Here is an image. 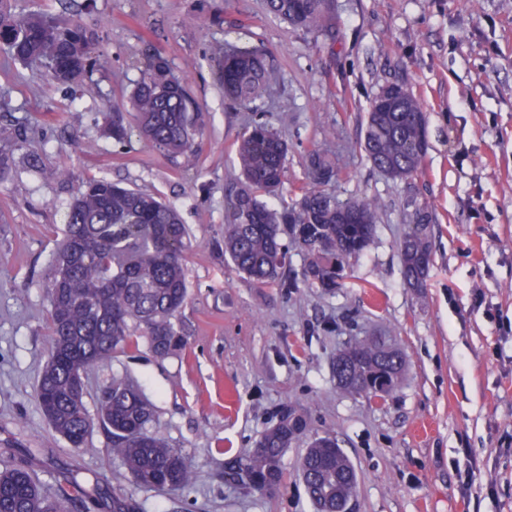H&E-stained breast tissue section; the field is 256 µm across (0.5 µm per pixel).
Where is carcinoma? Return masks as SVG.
<instances>
[{
    "instance_id": "cac0c4a2",
    "label": "carcinoma",
    "mask_w": 512,
    "mask_h": 512,
    "mask_svg": "<svg viewBox=\"0 0 512 512\" xmlns=\"http://www.w3.org/2000/svg\"><path fill=\"white\" fill-rule=\"evenodd\" d=\"M334 0H266V9L296 27L331 32ZM97 34L86 23L59 19L42 11L14 14L0 0V44L24 64H39L58 84H70L88 70L106 64L94 52ZM218 78L224 98L248 107L260 99L271 78L265 53L254 49L216 47ZM140 78L129 102L139 135L157 148L196 164L195 113L198 105L176 78L159 51L140 61ZM112 138L130 139L123 111L112 108ZM425 114L403 86L383 87L365 127L360 149L394 179L416 174L426 154ZM287 141L268 123L249 124L238 143L239 173L225 187L224 255L256 284L277 279L285 252L281 225L309 256L304 280L331 289L336 263L369 248L378 213L370 199L340 202L329 190L342 161L328 150L307 155L306 181L293 202L282 196ZM429 211L416 213L415 223L400 242L405 284L420 288L432 261ZM188 235L178 213L160 198L108 180L87 181L69 207L63 238L47 283L51 335L48 359L39 376L35 398L49 426L81 455L93 419L87 412L84 377L92 366L106 365L128 345L133 329L141 330L150 350L167 356L183 348L185 337L175 318L187 297L183 251ZM403 354L385 350L370 339L355 338L336 354L338 387L352 395L388 396L401 381ZM295 411L283 407L279 422L256 447L230 455L224 483L269 495L280 490L285 450L300 433ZM151 404L132 384L112 382L100 400L99 420L112 436V458L120 461L133 482L146 492L182 490L195 472L176 448L152 434ZM43 449L28 450L0 471V512H66L61 501L44 493L32 479L33 461ZM306 492L317 512H336L338 497L352 496L356 471L330 436L315 439L301 462ZM84 512H139L140 505L122 492L95 482L73 498Z\"/></svg>"
}]
</instances>
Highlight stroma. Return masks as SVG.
<instances>
[{"instance_id":"35a3bbf8","label":"stroma","mask_w":512,"mask_h":512,"mask_svg":"<svg viewBox=\"0 0 512 512\" xmlns=\"http://www.w3.org/2000/svg\"><path fill=\"white\" fill-rule=\"evenodd\" d=\"M10 0L97 26L107 61L77 82L14 61L0 49V448H46L33 468L48 492L59 469L133 496L141 512H315L300 476L310 443L333 435L357 473L352 512H512V0H335L336 35L288 26L263 0ZM257 46L274 74L251 107L233 104L215 79L213 49ZM159 49L199 103L197 160L139 136L110 135L125 109L136 59ZM404 85L426 115L428 149L403 181L359 148L379 90ZM254 120L287 140L285 190L305 177L308 152L346 166L338 200L379 204L375 239L348 259L341 287L309 285L310 258L289 234L280 280L258 285L224 256V186L236 146ZM106 179L160 195L189 230L187 301L175 324L185 347L156 356L145 337L86 376L98 411L113 379L136 382L154 406L151 433L198 473L176 492H145L114 461L110 434L94 426V454L75 456L49 428L34 388L48 356L46 285L68 208L83 182ZM428 207L433 261L407 287L399 243ZM383 336L406 366L386 400L336 386V353L353 337ZM306 426L283 456L276 495L224 482L227 453L255 446L283 406Z\"/></svg>"}]
</instances>
